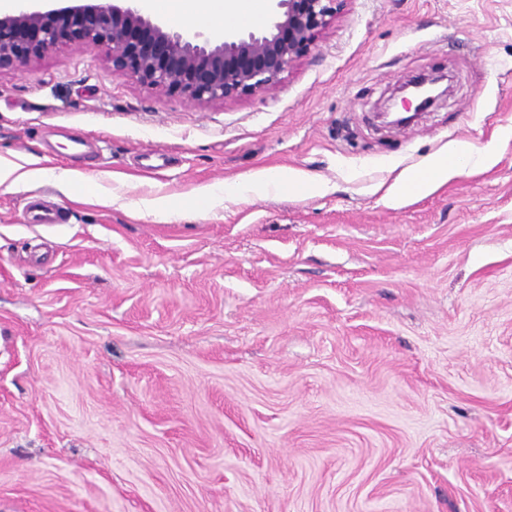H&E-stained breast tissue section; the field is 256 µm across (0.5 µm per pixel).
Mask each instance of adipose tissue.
Instances as JSON below:
<instances>
[{
    "mask_svg": "<svg viewBox=\"0 0 512 512\" xmlns=\"http://www.w3.org/2000/svg\"><path fill=\"white\" fill-rule=\"evenodd\" d=\"M149 12L193 28L222 30L247 21L259 20L265 10L264 0H143ZM490 152H479L464 141L449 143L442 152L431 156L421 167L405 170L400 180L388 190L398 198L410 193H422L446 182L448 177L464 169L491 163ZM57 186L67 198H74L79 187L97 184L98 178L77 168L43 165L40 157L29 155L16 162L0 158V188L12 190L21 186L41 183ZM300 192L316 190V183L305 176L284 177L259 171L241 179L234 187L239 197L254 193L277 192L282 188Z\"/></svg>",
    "mask_w": 512,
    "mask_h": 512,
    "instance_id": "adipose-tissue-1",
    "label": "adipose tissue"
}]
</instances>
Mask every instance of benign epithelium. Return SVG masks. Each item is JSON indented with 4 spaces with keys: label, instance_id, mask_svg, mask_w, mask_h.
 I'll return each instance as SVG.
<instances>
[{
    "label": "benign epithelium",
    "instance_id": "benign-epithelium-1",
    "mask_svg": "<svg viewBox=\"0 0 512 512\" xmlns=\"http://www.w3.org/2000/svg\"><path fill=\"white\" fill-rule=\"evenodd\" d=\"M269 25L241 29L220 42L173 31L132 6L82 4L0 13V71L16 69L51 49L101 50L119 71L151 91L196 106L276 89L282 75L308 56L346 0H273ZM445 76H420L399 89L402 111L377 113L388 127L410 126L445 91Z\"/></svg>",
    "mask_w": 512,
    "mask_h": 512
}]
</instances>
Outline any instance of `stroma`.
<instances>
[{
	"label": "stroma",
	"mask_w": 512,
	"mask_h": 512,
	"mask_svg": "<svg viewBox=\"0 0 512 512\" xmlns=\"http://www.w3.org/2000/svg\"><path fill=\"white\" fill-rule=\"evenodd\" d=\"M432 69L448 98L381 127ZM506 127L512 0H346L273 93L204 107L74 46L1 72L0 156L112 202L0 189V512H512ZM452 141L497 161L386 197ZM260 170L319 189L184 203ZM223 201L222 187L205 186L197 189L190 197V202L196 211H208L216 203ZM30 223L33 224H62L64 220L56 211L46 206L42 198L32 197L28 203Z\"/></svg>",
	"instance_id": "35a3bbf8"
}]
</instances>
